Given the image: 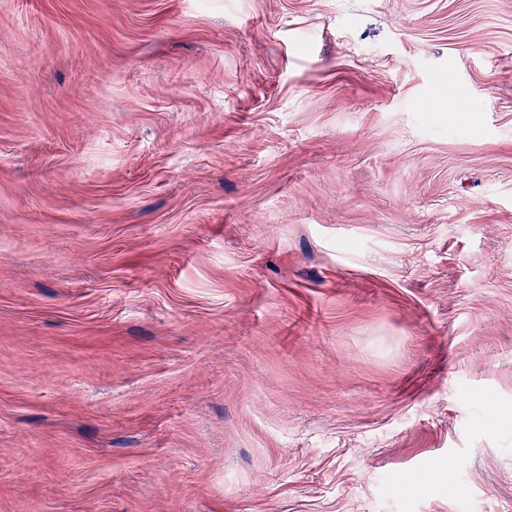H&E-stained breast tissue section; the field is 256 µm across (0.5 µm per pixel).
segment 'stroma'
Returning a JSON list of instances; mask_svg holds the SVG:
<instances>
[{
	"mask_svg": "<svg viewBox=\"0 0 512 512\" xmlns=\"http://www.w3.org/2000/svg\"><path fill=\"white\" fill-rule=\"evenodd\" d=\"M0 512H512V0H0Z\"/></svg>",
	"mask_w": 512,
	"mask_h": 512,
	"instance_id": "1",
	"label": "stroma"
}]
</instances>
